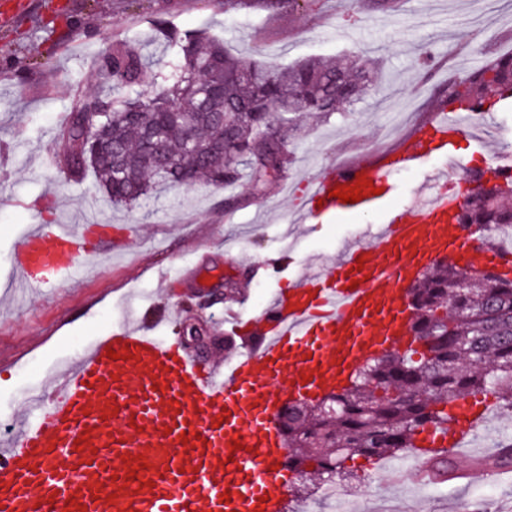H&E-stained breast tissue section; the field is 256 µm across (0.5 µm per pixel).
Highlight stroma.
Masks as SVG:
<instances>
[{
	"label": "stroma",
	"instance_id": "1",
	"mask_svg": "<svg viewBox=\"0 0 512 512\" xmlns=\"http://www.w3.org/2000/svg\"><path fill=\"white\" fill-rule=\"evenodd\" d=\"M203 31L231 54L281 66L339 56L369 58L378 81L355 106L304 121L289 145L288 171L265 189L247 177L226 186L162 187L152 211L112 205L93 173L74 179L46 165L75 97L100 87L98 62L112 43H144L166 57L159 24ZM512 51V0H0V432L28 419L29 396L49 390L57 367L99 336L126 326L131 311H172L170 334L185 327L223 333L226 311L242 319L230 349L208 357L222 366L255 336L251 320L307 263L365 241V221L299 223L290 184L318 169L392 146L429 111L439 92L490 58ZM108 224L112 244L80 257L75 279L21 288L12 251L28 225ZM241 289L222 299L228 281ZM512 439V415L497 413L472 457H453L465 479L423 483L409 454L393 473L364 464L343 480L348 512H512V470L475 468Z\"/></svg>",
	"mask_w": 512,
	"mask_h": 512
}]
</instances>
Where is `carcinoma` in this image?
<instances>
[{"label": "carcinoma", "mask_w": 512, "mask_h": 512, "mask_svg": "<svg viewBox=\"0 0 512 512\" xmlns=\"http://www.w3.org/2000/svg\"><path fill=\"white\" fill-rule=\"evenodd\" d=\"M171 59L151 72L139 44L112 45V66H100L103 86L79 96L59 135L57 164L74 179L91 168L97 188L116 205L145 206L160 184L213 185L237 181L246 170L261 190L283 177L288 142L302 113L319 118L351 106L370 90L367 63L313 59L282 67L231 56L204 33L163 27ZM156 87L145 94L147 81ZM512 97V52L448 84L456 108L492 106ZM154 128L176 160L167 177L145 145ZM224 138V149L213 147ZM464 196L459 223L486 233L488 244L512 227V173ZM411 344L375 356L331 405L333 415L302 404L288 411L283 439L288 470L319 484L353 475L346 462L393 457L414 447L416 435L448 430V409L490 394L512 413V279L440 261L410 290ZM512 467V445L484 461Z\"/></svg>", "instance_id": "cac0c4a2"}]
</instances>
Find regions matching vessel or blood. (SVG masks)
I'll return each instance as SVG.
<instances>
[{
  "label": "vessel or blood",
  "instance_id": "obj_1",
  "mask_svg": "<svg viewBox=\"0 0 512 512\" xmlns=\"http://www.w3.org/2000/svg\"><path fill=\"white\" fill-rule=\"evenodd\" d=\"M479 120L435 99L412 131L377 159L327 166L295 192L300 220L319 213L384 214L369 242L348 245L332 266L309 267L253 318L257 345L228 368L154 336L159 314L99 337L55 373L34 416L0 444V512H282L289 485L276 416L285 396L325 394L348 383L363 358L407 336L406 293L442 255L487 269L512 249L481 250L456 223L460 194L447 172L460 166L458 139ZM429 171L403 210L387 209L392 176L431 154ZM360 185L362 200L330 197ZM86 242L76 225L36 224L12 264L24 285L74 275ZM115 358H108V351ZM491 403L468 402L447 435L426 434L417 457L460 448L486 422Z\"/></svg>",
  "mask_w": 512,
  "mask_h": 512
}]
</instances>
